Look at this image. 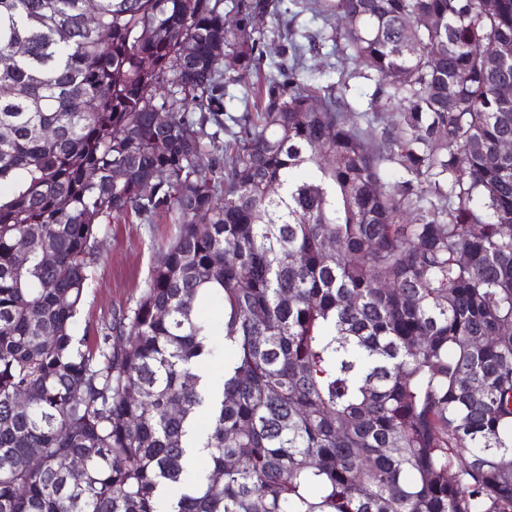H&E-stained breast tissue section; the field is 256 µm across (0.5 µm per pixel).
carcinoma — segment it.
Returning a JSON list of instances; mask_svg holds the SVG:
<instances>
[{
  "label": "carcinoma",
  "instance_id": "cac0c4a2",
  "mask_svg": "<svg viewBox=\"0 0 512 512\" xmlns=\"http://www.w3.org/2000/svg\"><path fill=\"white\" fill-rule=\"evenodd\" d=\"M86 2L0 0V512H512V0H292L354 119L284 0ZM130 214L177 231L80 336ZM323 28L330 31V28L326 26L320 18H313L310 12H304L298 15L293 21L296 40L306 46L307 40L303 36L315 34ZM306 57L307 66L315 72L314 75L316 79L322 85L333 84L338 81L340 74L336 71L337 63L339 70L344 71L343 79L349 75L352 76L347 78V88L345 90L343 89L346 102L349 103L355 113L369 110V94L374 86V81L361 78L358 73L362 71L365 74L371 75V78H373L372 73L356 68L351 61L347 60L346 57L341 54V51L336 52V50H334V46L330 41L326 42L318 55L313 56L306 52ZM317 71H322L323 73L318 74Z\"/></svg>",
  "mask_w": 512,
  "mask_h": 512
}]
</instances>
